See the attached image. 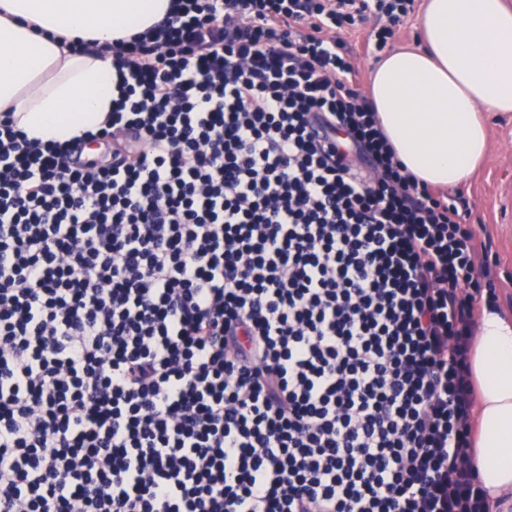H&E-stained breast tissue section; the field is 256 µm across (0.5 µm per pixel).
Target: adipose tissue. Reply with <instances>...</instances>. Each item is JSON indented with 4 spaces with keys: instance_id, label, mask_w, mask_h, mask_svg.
<instances>
[{
    "instance_id": "obj_1",
    "label": "adipose tissue",
    "mask_w": 512,
    "mask_h": 512,
    "mask_svg": "<svg viewBox=\"0 0 512 512\" xmlns=\"http://www.w3.org/2000/svg\"><path fill=\"white\" fill-rule=\"evenodd\" d=\"M171 0H0V112L44 142L96 130L112 108L117 40ZM417 43L372 71L365 94L418 181L462 188L489 149V114L512 115V0H424ZM89 42L81 53L66 41ZM470 364L478 390L473 470L489 502L512 496V320L482 309Z\"/></svg>"
}]
</instances>
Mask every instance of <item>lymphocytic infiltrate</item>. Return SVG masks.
<instances>
[{
	"instance_id": "obj_1",
	"label": "lymphocytic infiltrate",
	"mask_w": 512,
	"mask_h": 512,
	"mask_svg": "<svg viewBox=\"0 0 512 512\" xmlns=\"http://www.w3.org/2000/svg\"><path fill=\"white\" fill-rule=\"evenodd\" d=\"M411 4L174 0L97 162L0 113V512H492L488 251L332 35Z\"/></svg>"
}]
</instances>
